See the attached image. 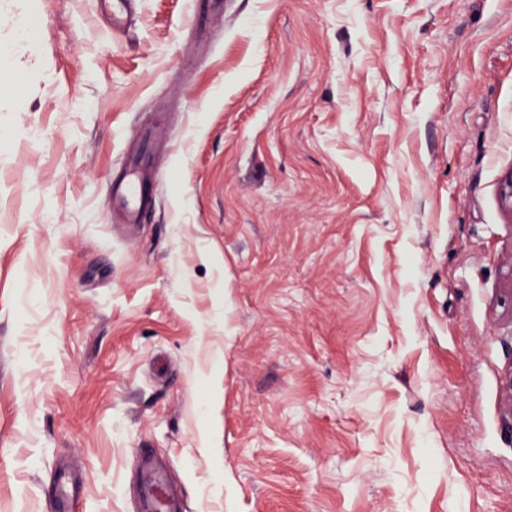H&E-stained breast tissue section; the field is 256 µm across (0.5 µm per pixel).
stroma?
I'll list each match as a JSON object with an SVG mask.
<instances>
[{
  "label": "stroma",
  "mask_w": 512,
  "mask_h": 512,
  "mask_svg": "<svg viewBox=\"0 0 512 512\" xmlns=\"http://www.w3.org/2000/svg\"><path fill=\"white\" fill-rule=\"evenodd\" d=\"M1 12L0 512H512V0ZM159 177L154 169L136 160L131 173L112 181V210L125 224H141L154 206ZM143 509L147 512H183L181 497L154 469L146 471L143 483Z\"/></svg>",
  "instance_id": "obj_1"
}]
</instances>
